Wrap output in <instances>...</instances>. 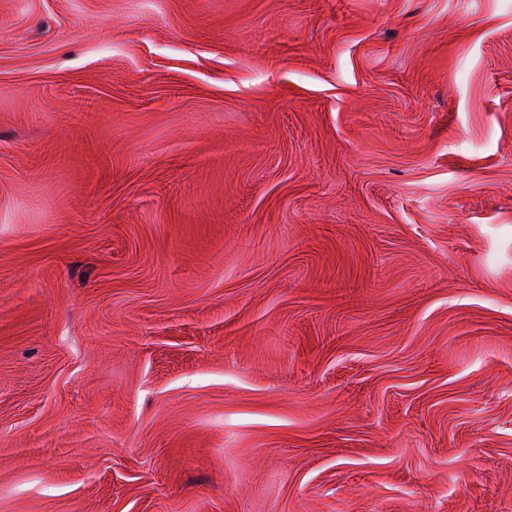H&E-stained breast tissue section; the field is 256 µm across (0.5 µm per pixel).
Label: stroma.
Segmentation results:
<instances>
[{"mask_svg":"<svg viewBox=\"0 0 512 512\" xmlns=\"http://www.w3.org/2000/svg\"><path fill=\"white\" fill-rule=\"evenodd\" d=\"M0 512H512V0H0Z\"/></svg>","mask_w":512,"mask_h":512,"instance_id":"obj_1","label":"stroma"}]
</instances>
